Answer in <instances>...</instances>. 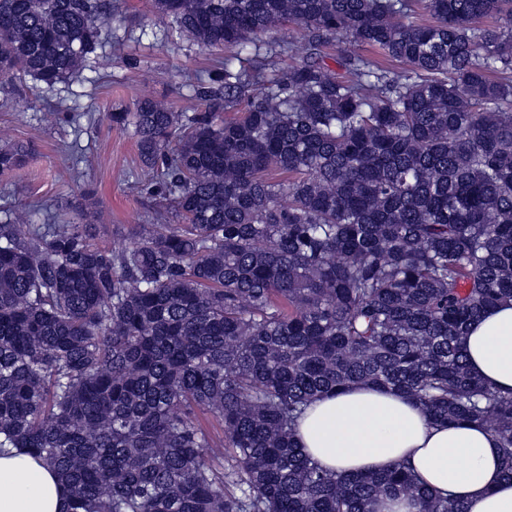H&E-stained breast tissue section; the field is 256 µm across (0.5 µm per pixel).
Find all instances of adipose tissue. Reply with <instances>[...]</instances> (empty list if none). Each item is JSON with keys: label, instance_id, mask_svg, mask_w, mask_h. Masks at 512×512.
Wrapping results in <instances>:
<instances>
[{"label": "adipose tissue", "instance_id": "obj_1", "mask_svg": "<svg viewBox=\"0 0 512 512\" xmlns=\"http://www.w3.org/2000/svg\"><path fill=\"white\" fill-rule=\"evenodd\" d=\"M462 347L474 376L512 393V302L472 324ZM296 440L325 469L379 473L403 463L423 486L464 499L469 512H512V481L502 474L493 433L472 423H435L395 391L356 385L322 395L298 418ZM66 508L54 471L26 453H0V512Z\"/></svg>", "mask_w": 512, "mask_h": 512}]
</instances>
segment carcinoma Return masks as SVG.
I'll return each instance as SVG.
<instances>
[{"mask_svg": "<svg viewBox=\"0 0 512 512\" xmlns=\"http://www.w3.org/2000/svg\"><path fill=\"white\" fill-rule=\"evenodd\" d=\"M419 3L432 22L408 21L411 0H153L198 44L234 50L199 111L144 99L110 114L173 212L120 250L89 212L0 224V447L52 468L67 512H373L400 494L468 512L402 464L343 475L303 454L304 408L355 384L487 427L512 480V395L461 349L512 301V0ZM111 8L0 0V85L71 77ZM287 22L309 57L276 74L241 57L284 54ZM337 35L396 67L330 68ZM24 157L1 145L0 176Z\"/></svg>", "mask_w": 512, "mask_h": 512, "instance_id": "obj_1", "label": "carcinoma"}]
</instances>
